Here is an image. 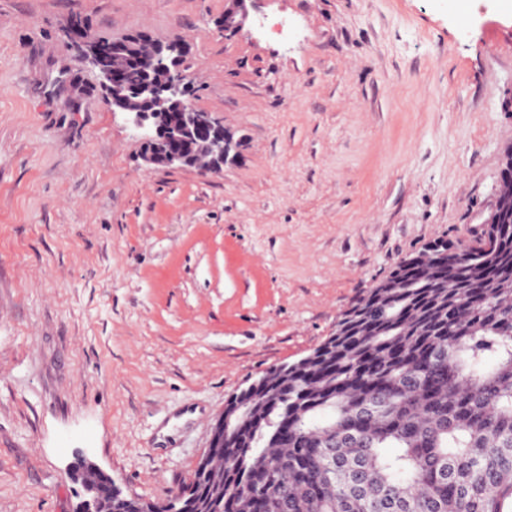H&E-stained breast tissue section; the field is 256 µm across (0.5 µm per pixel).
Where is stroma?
<instances>
[{
    "instance_id": "35a3bbf8",
    "label": "stroma",
    "mask_w": 512,
    "mask_h": 512,
    "mask_svg": "<svg viewBox=\"0 0 512 512\" xmlns=\"http://www.w3.org/2000/svg\"><path fill=\"white\" fill-rule=\"evenodd\" d=\"M0 0V512L188 484L225 401L401 261L483 231L512 145V0ZM184 39L219 174L146 168L70 28ZM233 7L225 10L224 17L218 21L224 33L235 34L241 30L246 16V0H232Z\"/></svg>"
}]
</instances>
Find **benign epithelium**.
<instances>
[{"label":"benign epithelium","mask_w":512,"mask_h":512,"mask_svg":"<svg viewBox=\"0 0 512 512\" xmlns=\"http://www.w3.org/2000/svg\"><path fill=\"white\" fill-rule=\"evenodd\" d=\"M219 26L235 34L246 16V0H232ZM80 42L86 46L85 59L97 71L103 100L114 112H125L139 134L141 158L146 166L191 168L202 175L220 172L233 160L240 141L224 129L210 113L192 106L186 99L184 48L176 40L134 32L112 42ZM149 44L158 79L146 80L131 89L125 70L115 62L127 58L138 47ZM111 485L108 493L92 491L82 512H112Z\"/></svg>","instance_id":"7a95c632"}]
</instances>
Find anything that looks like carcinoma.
Here are the masks:
<instances>
[{"mask_svg": "<svg viewBox=\"0 0 512 512\" xmlns=\"http://www.w3.org/2000/svg\"><path fill=\"white\" fill-rule=\"evenodd\" d=\"M466 249L404 260L312 358L264 372L160 512H512V212Z\"/></svg>", "mask_w": 512, "mask_h": 512, "instance_id": "obj_1", "label": "carcinoma"}]
</instances>
